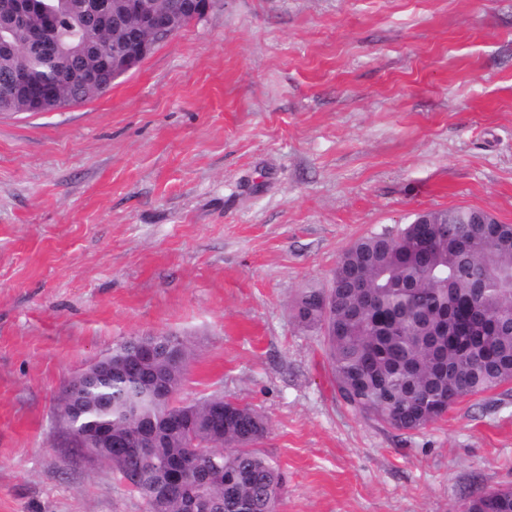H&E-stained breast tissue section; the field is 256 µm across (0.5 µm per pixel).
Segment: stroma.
<instances>
[{"label":"stroma","mask_w":512,"mask_h":512,"mask_svg":"<svg viewBox=\"0 0 512 512\" xmlns=\"http://www.w3.org/2000/svg\"><path fill=\"white\" fill-rule=\"evenodd\" d=\"M512 224V0H212L109 91L0 114V512H145L56 404L134 335L267 416L280 512H450L512 487V391L417 432L337 395L290 311L417 213Z\"/></svg>","instance_id":"obj_1"}]
</instances>
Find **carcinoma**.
Listing matches in <instances>:
<instances>
[{"mask_svg":"<svg viewBox=\"0 0 512 512\" xmlns=\"http://www.w3.org/2000/svg\"><path fill=\"white\" fill-rule=\"evenodd\" d=\"M58 17L54 38L63 46L120 43L114 29L79 23L81 0H42ZM27 31L13 29L15 56L33 79L56 86L60 107L106 93L111 86L73 89L58 83L68 59L21 53ZM473 209L429 211L433 224H404L360 237L339 257L327 288H306L292 301L298 325L322 338L336 392L356 413L403 431H420L453 404L512 382V224L471 223ZM371 285L362 294L353 278ZM179 360L153 364L166 389L150 379L117 373L127 350L154 337L132 336L90 365L75 399H60L75 434L103 421L131 433L135 415L176 430L143 453L138 442L114 448L102 461L133 483L146 512H278L285 477L257 449L268 431L256 409L222 394L187 401L180 392L191 347L172 336ZM112 367L109 373L106 367ZM221 414H216L217 409ZM512 512V488L478 490L460 512Z\"/></svg>","mask_w":512,"mask_h":512,"instance_id":"1","label":"carcinoma"}]
</instances>
